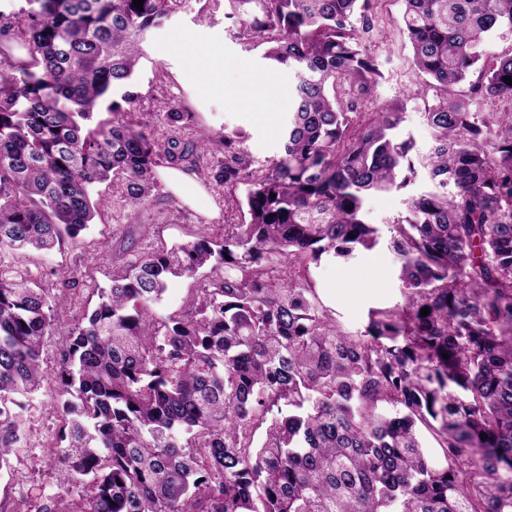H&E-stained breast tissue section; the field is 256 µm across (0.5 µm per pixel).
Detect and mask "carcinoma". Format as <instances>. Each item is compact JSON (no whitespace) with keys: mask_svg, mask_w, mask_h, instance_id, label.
Masks as SVG:
<instances>
[{"mask_svg":"<svg viewBox=\"0 0 512 512\" xmlns=\"http://www.w3.org/2000/svg\"><path fill=\"white\" fill-rule=\"evenodd\" d=\"M27 2L26 57L0 42V249L49 252L94 219V184L121 182L137 207L161 161L211 152L224 154L215 181L246 185L248 219L118 266L72 322L0 279V469L13 397L40 389L59 336L69 479L52 512H512V54L481 51L512 30V0H404L413 66L435 92L425 153L402 109H363L380 77L365 44L376 0H225L292 82L281 156L261 167L237 131L164 145L148 120L89 126L117 90L110 111L135 102L146 35L184 0ZM167 117L195 113L176 103ZM420 170L432 187L389 226L404 303L369 310L354 336L310 268L373 249L366 196ZM203 268L223 274L181 313L153 312L169 278Z\"/></svg>","mask_w":512,"mask_h":512,"instance_id":"carcinoma-1","label":"carcinoma"}]
</instances>
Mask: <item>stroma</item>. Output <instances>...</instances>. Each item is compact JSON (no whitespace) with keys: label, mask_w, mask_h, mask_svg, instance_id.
<instances>
[{"label":"stroma","mask_w":512,"mask_h":512,"mask_svg":"<svg viewBox=\"0 0 512 512\" xmlns=\"http://www.w3.org/2000/svg\"><path fill=\"white\" fill-rule=\"evenodd\" d=\"M404 0H381L372 17L368 46L375 55L381 77L369 100L370 107H403L404 132L413 136L418 149L431 141V131L422 114L431 98L420 95L422 81L412 67V52L398 20ZM189 37L198 45H213L224 51L223 96L200 97L183 83V56L165 53L174 36ZM262 47L245 44L239 24L225 17L222 0H186L173 7L163 25L147 36L145 55L139 64L134 87L139 94L135 118L150 120L156 137L179 140L194 133L214 135L240 130L246 135L244 147L256 161L266 162L281 155L280 131L291 108V88L287 75L275 81L281 96L270 113H262V101L238 100L236 94L247 76L267 75ZM185 104L197 113L195 130L175 132L166 112L170 104ZM209 161H201L191 173L205 195L208 206L200 209L186 204L158 183L151 200L139 209L130 208L121 183H103L93 190L97 213L92 224L61 247L44 253L0 250V279L26 281L43 288L53 306L79 316L98 302V290L112 278L116 246L126 250V261L140 254L169 249L205 233L220 232L224 225L243 220L229 197L244 198V186L225 188L210 174ZM424 176L407 188L369 196L364 205L366 219L387 230L391 222L405 215V200L426 190ZM399 263L387 245L359 253L354 259H325L314 266L311 277L323 305L335 310L343 327L363 332L367 314L374 308L403 303V287L398 278ZM55 380H47L35 393L15 398L18 440L8 467L0 469V512H39L51 503L65 477L51 450L60 443L62 417Z\"/></svg>","instance_id":"35a3bbf8"}]
</instances>
